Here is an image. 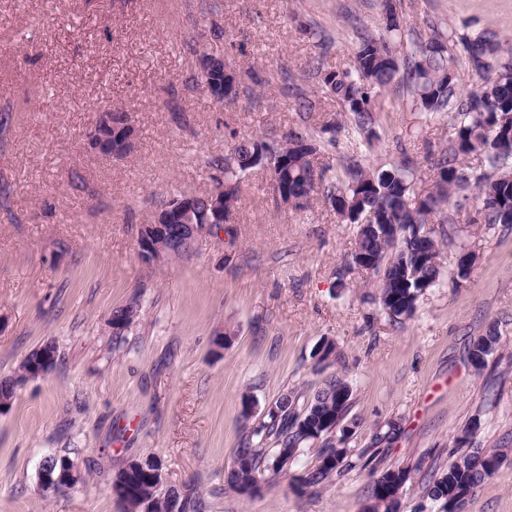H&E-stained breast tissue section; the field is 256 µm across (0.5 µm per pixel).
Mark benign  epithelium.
<instances>
[{"label": "benign epithelium", "instance_id": "benign-epithelium-1", "mask_svg": "<svg viewBox=\"0 0 512 512\" xmlns=\"http://www.w3.org/2000/svg\"><path fill=\"white\" fill-rule=\"evenodd\" d=\"M135 138L136 129L128 114L110 110L98 113L96 122L87 135L89 147L109 157L119 156L131 150ZM195 210L196 202L192 195L179 197L159 209L154 215V220L141 228L138 238L139 257L149 264H162L177 250H191L199 234L215 224L224 223V211L216 210L210 223L196 224L193 222ZM56 363L54 343L42 344L35 349V356L25 371V377L17 386H22L30 379L47 375ZM134 465L146 473L156 487H165L163 467L146 459H137ZM80 474L81 469L75 460L60 455L58 463L40 466L38 479L43 489L59 492L72 488L73 480Z\"/></svg>", "mask_w": 512, "mask_h": 512}]
</instances>
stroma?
<instances>
[{
	"instance_id": "obj_1",
	"label": "stroma",
	"mask_w": 512,
	"mask_h": 512,
	"mask_svg": "<svg viewBox=\"0 0 512 512\" xmlns=\"http://www.w3.org/2000/svg\"><path fill=\"white\" fill-rule=\"evenodd\" d=\"M401 10L398 54L452 35L462 85L472 82L467 41L494 34L512 47V0H401ZM382 30L380 0H0V378L44 342L59 354L0 414V512H120L111 476L147 456L205 512H363L371 478L360 468L312 487L283 475L252 496L224 482L248 428L243 396L261 412L334 376L353 389L352 455L398 427L376 466L411 467L404 512H441L422 488L473 424L475 444L506 458L464 512H512V225L477 223L473 192L444 208L453 222L440 287L398 320L378 308L374 274L352 265L354 225L319 192L303 210L281 207L265 172L243 179L228 223L188 255L162 265L138 255L140 228L161 205L212 188L211 161L261 134L312 138L331 178L352 159L411 165L413 197L424 198L429 153L450 147L458 115L385 92L376 139L354 151L347 133L324 132L341 106L308 75L318 61L349 67L360 36ZM200 41L267 83L216 103L197 83ZM300 92L314 112L295 111ZM106 109L136 128L126 158L86 145ZM462 244L475 256L464 279ZM131 302L138 317L113 336V309ZM492 328L500 346L475 372L469 348ZM325 341L336 349L321 361ZM65 452L81 482L43 491L42 461Z\"/></svg>"
}]
</instances>
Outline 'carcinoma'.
<instances>
[{"instance_id":"carcinoma-1","label":"carcinoma","mask_w":512,"mask_h":512,"mask_svg":"<svg viewBox=\"0 0 512 512\" xmlns=\"http://www.w3.org/2000/svg\"><path fill=\"white\" fill-rule=\"evenodd\" d=\"M385 33L363 35L356 47L350 69L314 66L318 84L333 94L342 111L351 115L354 133L370 140L377 112L376 101L393 83H406L413 102L426 112H455L460 116L455 141L448 149L430 158L433 190L418 204L411 202L413 172L409 166L370 169L352 164L346 167L345 180L332 182L326 170L315 162L318 148L301 132L291 131L282 141L268 137L236 144L216 164L220 174L212 177L213 188L200 193L212 198L200 205L195 221L204 223L213 205H224L225 220H230V204L238 201L240 182L252 171H270L271 179L294 190L316 181L339 218L356 225L355 247L351 258L369 256L376 260L378 306L390 318L410 316L425 291L441 283L442 249L436 230L425 229L439 218L447 204L464 188H473L485 224H512V61L499 62L501 46L491 36H480L466 43L468 63L479 82L470 88L460 84L453 66L448 64V40L436 36L416 40L412 50L400 58L391 39L404 31L400 0H381ZM226 62L212 60L207 72H197L202 85H224V99L233 100L240 89H232L225 75ZM406 77L398 79L400 71ZM476 154L477 169L465 171L457 162ZM371 213L374 224L358 222V214ZM499 336L491 331L479 337L469 351L475 370H484L497 349ZM352 407V389L340 379L326 381L306 408L298 410V397L286 394L265 412V418L252 427L245 441L224 472L227 485L242 494L260 490L268 473H286L299 462L301 448L318 440L315 469L301 478L305 486H315L360 467L376 474L365 512H399L404 487L411 469L389 467L377 471L373 462L377 450L351 458L344 421ZM448 467L424 487V497L443 507L471 496L500 469L504 453L492 448L448 449ZM129 486L120 500L122 512H204L201 497L194 492L169 494L155 487L143 475L126 467L112 474Z\"/></svg>"}]
</instances>
